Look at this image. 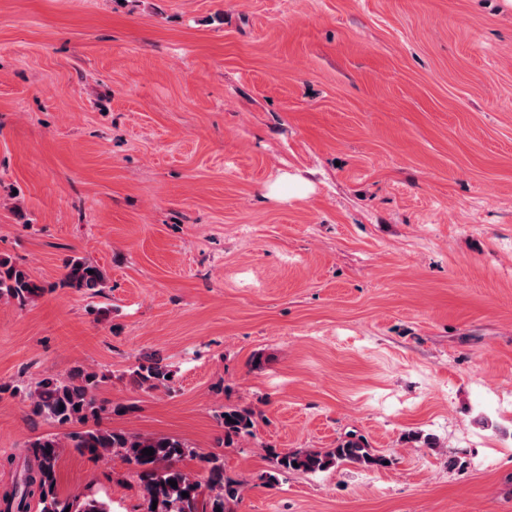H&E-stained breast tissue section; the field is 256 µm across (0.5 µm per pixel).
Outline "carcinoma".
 I'll return each instance as SVG.
<instances>
[{
    "instance_id": "carcinoma-1",
    "label": "carcinoma",
    "mask_w": 512,
    "mask_h": 512,
    "mask_svg": "<svg viewBox=\"0 0 512 512\" xmlns=\"http://www.w3.org/2000/svg\"><path fill=\"white\" fill-rule=\"evenodd\" d=\"M65 284L76 291L97 296L106 287L103 270L82 257H73L65 263ZM45 287L23 267L8 257H0V298L20 305L41 297ZM134 374L140 386L154 389L167 386L170 371L159 359L147 358L140 362ZM99 381L96 374L75 370L66 378L48 377L41 380L30 393L32 411L64 433L39 436L28 444L35 467H26L19 474L11 490L3 495V512H24L30 500L37 499L40 512H109L108 506L93 498L62 499L56 492V470L61 449L70 446L91 459L115 455L134 466L140 482L146 512H227L230 502L239 497V484L224 477V456L211 453L199 457L205 472V482L191 478L178 463L196 457L186 441L174 436H144L99 427L101 415L120 413L126 407L108 408L98 400ZM80 424L82 428L72 429ZM224 427V447L254 435L256 413L248 407H226L221 415ZM145 448L154 454L142 453ZM271 460L279 471L324 472L341 463L356 464L366 469H383L391 458L368 446L361 437L349 436L339 440L336 447L323 451L303 448L292 452L269 449ZM174 480L177 486L168 484ZM207 497H202V488ZM188 497H182V493Z\"/></svg>"
}]
</instances>
